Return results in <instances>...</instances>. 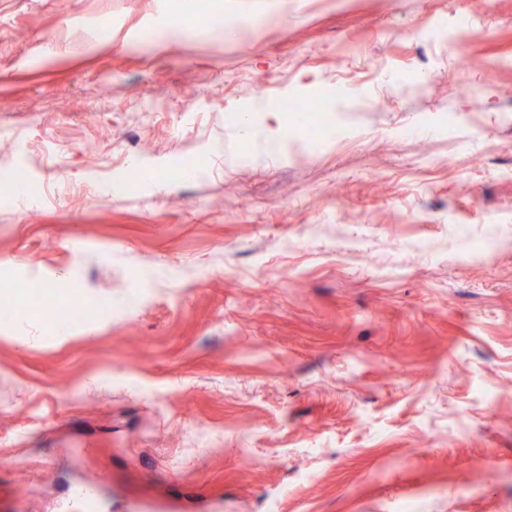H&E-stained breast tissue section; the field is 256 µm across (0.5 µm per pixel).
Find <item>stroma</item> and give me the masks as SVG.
I'll return each instance as SVG.
<instances>
[{"label": "stroma", "mask_w": 512, "mask_h": 512, "mask_svg": "<svg viewBox=\"0 0 512 512\" xmlns=\"http://www.w3.org/2000/svg\"><path fill=\"white\" fill-rule=\"evenodd\" d=\"M1 165L14 512H512V0H0ZM50 288H39V291L45 296V304L52 309L53 321L59 329L68 330L76 322L84 320L80 314L87 307L86 305L77 302L68 305H58L49 298Z\"/></svg>", "instance_id": "35a3bbf8"}]
</instances>
